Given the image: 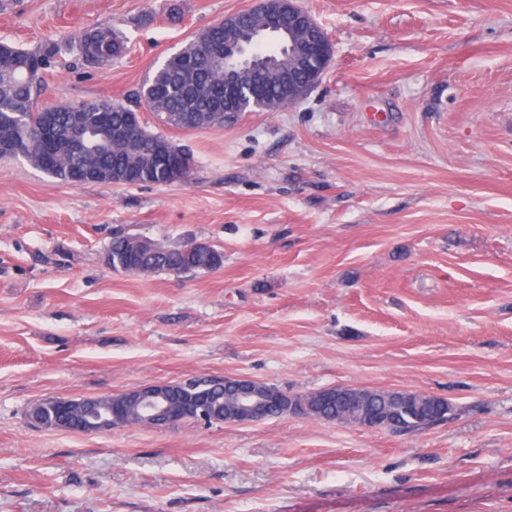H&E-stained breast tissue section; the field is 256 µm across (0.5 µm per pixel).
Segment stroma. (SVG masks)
<instances>
[{"mask_svg":"<svg viewBox=\"0 0 512 512\" xmlns=\"http://www.w3.org/2000/svg\"><path fill=\"white\" fill-rule=\"evenodd\" d=\"M258 3L0 0V41L120 31L107 68L58 55L38 105L141 113L167 57ZM300 3L334 50L303 100L204 131L149 120L192 154L187 180L73 186L0 159V512H512V0ZM117 233L224 263L127 273ZM200 375L425 392L457 415L104 434L25 416ZM54 399L40 400L30 408L28 416L35 422L43 423L45 427L57 429L58 423L62 421V415Z\"/></svg>","mask_w":512,"mask_h":512,"instance_id":"stroma-1","label":"stroma"}]
</instances>
